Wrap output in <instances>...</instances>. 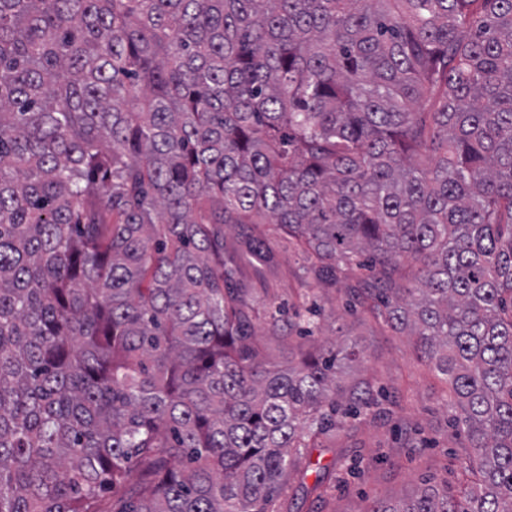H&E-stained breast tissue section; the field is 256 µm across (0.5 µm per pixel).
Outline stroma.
I'll use <instances>...</instances> for the list:
<instances>
[{
	"label": "stroma",
	"instance_id": "35a3bbf8",
	"mask_svg": "<svg viewBox=\"0 0 512 512\" xmlns=\"http://www.w3.org/2000/svg\"><path fill=\"white\" fill-rule=\"evenodd\" d=\"M272 248L273 266L257 270L247 265L243 272L253 280L259 298L298 302L304 288L292 272L300 257L279 238ZM339 277L341 287L312 294L322 321L311 345L358 343L362 361L353 367V376L373 380L395 405L385 421L351 418L344 430L326 438L325 449L313 451L306 474L289 475L286 512H309L313 507L319 512H366L374 499L413 494L427 481L458 490L468 450L449 424L445 383L418 357L413 337L383 328L362 311L348 310L344 287L367 279V271L345 267ZM322 467L334 469L338 480L320 500L313 486Z\"/></svg>",
	"mask_w": 512,
	"mask_h": 512
}]
</instances>
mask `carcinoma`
Listing matches in <instances>:
<instances>
[{"label": "carcinoma", "mask_w": 512, "mask_h": 512, "mask_svg": "<svg viewBox=\"0 0 512 512\" xmlns=\"http://www.w3.org/2000/svg\"><path fill=\"white\" fill-rule=\"evenodd\" d=\"M260 224L450 385L464 487L367 512H512V0H0V512H274L389 415L268 369Z\"/></svg>", "instance_id": "1"}]
</instances>
